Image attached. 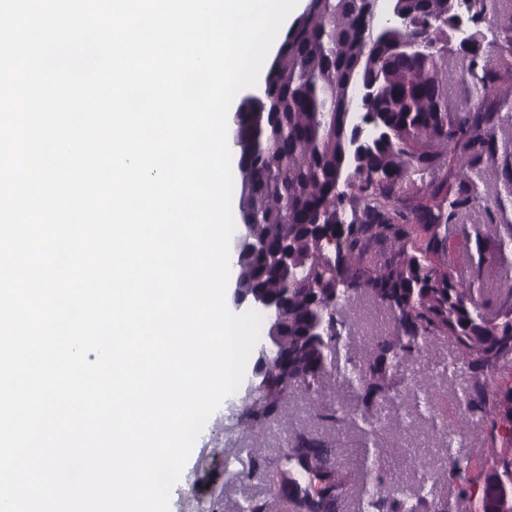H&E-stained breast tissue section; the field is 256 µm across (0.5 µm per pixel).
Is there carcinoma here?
<instances>
[{
	"label": "carcinoma",
	"instance_id": "1",
	"mask_svg": "<svg viewBox=\"0 0 512 512\" xmlns=\"http://www.w3.org/2000/svg\"><path fill=\"white\" fill-rule=\"evenodd\" d=\"M378 9V0H305L277 37L260 93L246 95L232 116L240 223L264 244L231 249L234 287L261 291L281 307L277 318L261 312V327L268 336L277 332L280 344L257 349L254 366L263 370L244 417L252 427H284L294 388L319 396L330 390L341 372V312L368 300L389 312L392 335L366 339L355 408L326 405L318 419L377 438L382 407L407 389L401 367L431 339L448 338L470 379L462 427L501 444L482 476L464 458L448 457V483L465 499L481 477L512 487V386L485 379L512 370V285L500 287L494 315L482 301L490 244L501 240L493 213L504 201L484 204L482 224L460 222L479 202L472 171L512 185V147L497 137L500 110L512 104V24L501 26L500 68L491 69L481 28L486 0H393L401 26L378 23ZM463 13L473 28L467 47L455 40ZM454 60L465 64L464 80L485 90L469 112L448 104ZM356 113L372 124L357 152ZM445 163L448 179L400 197L412 176ZM453 235L467 244L465 282L448 263ZM334 456L332 440L295 430L273 470L255 461L248 476H272L296 512H341L347 476ZM360 512L447 509L394 482L368 493Z\"/></svg>",
	"mask_w": 512,
	"mask_h": 512
}]
</instances>
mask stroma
<instances>
[{
  "label": "stroma",
  "instance_id": "stroma-1",
  "mask_svg": "<svg viewBox=\"0 0 512 512\" xmlns=\"http://www.w3.org/2000/svg\"><path fill=\"white\" fill-rule=\"evenodd\" d=\"M390 329L384 309L362 304L344 331L341 355L347 360L342 367L346 384L338 389L340 399H352L350 383L357 375L352 361L361 356L366 337ZM404 374L421 387L382 409L387 428L378 443V460L366 459L367 443L352 431L340 437L342 450L336 463L351 476L342 512H358V503L369 489L364 474L370 467L383 479L401 481L411 490L424 489L429 497L447 503L448 512H477L478 501L460 500L457 489L444 479L448 457L469 459L477 472L498 449L476 434L458 430L468 373L455 347L448 339H433ZM245 394V388H238L208 419L172 489L169 512H238L249 497L266 500L269 512H294L290 502L276 497L269 483L246 477L250 460L274 459L285 448L286 436L275 425L257 435L244 429L239 414Z\"/></svg>",
  "mask_w": 512,
  "mask_h": 512
}]
</instances>
